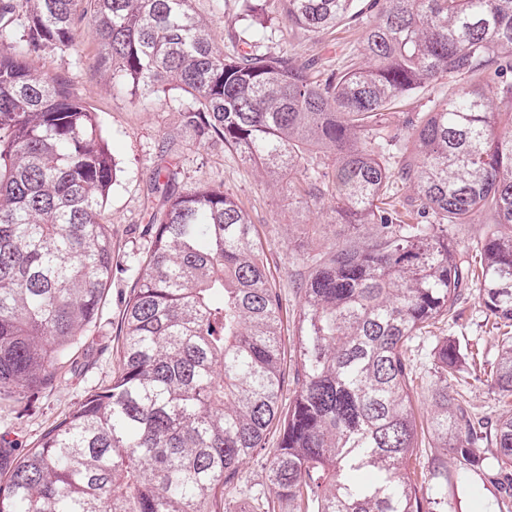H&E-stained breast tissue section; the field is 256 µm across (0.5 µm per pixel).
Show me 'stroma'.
Returning <instances> with one entry per match:
<instances>
[{"label": "stroma", "mask_w": 512, "mask_h": 512, "mask_svg": "<svg viewBox=\"0 0 512 512\" xmlns=\"http://www.w3.org/2000/svg\"><path fill=\"white\" fill-rule=\"evenodd\" d=\"M197 15L212 29L225 54L240 49L229 39L228 25L240 12V0H193ZM265 17L275 29L264 39L261 27L246 32L259 41L263 51L294 54L313 63L315 70L340 68L358 45L370 14L339 26L335 31L312 35L290 27L284 19L281 0H267ZM98 50L91 28L79 34L73 50L40 51L31 55L32 69L67 81L70 91L91 112L116 163V178L109 193L104 218L112 228L114 255L112 283L96 323L82 335L70 359L47 389L37 394L24 391L0 393V448L8 461H16L40 437L84 400L88 391L112 380L122 343L121 318L141 273L142 259L151 240L150 221L160 207L150 178L155 169L169 168L177 187L186 189L200 183L224 188L247 210L270 260L273 280L281 293L284 317V368L293 373L298 339L293 322L299 313L298 284L305 274L304 259L336 245L362 238L369 227L352 228L334 224L330 215L335 199L325 195L298 203L287 183L271 184L266 174L240 160L223 144L200 140L183 123L187 95L172 89L144 103L107 76L93 73L89 65ZM453 336L461 346L478 354L484 370L461 373L454 389L463 391L478 417L495 423L503 409L490 382L488 366L498 355V339L480 305L477 290H470L459 302L455 319L443 321L438 334H425L419 342L415 364L419 372L431 370L436 335ZM279 446L278 433L267 437L264 450L246 459L243 478L235 494L237 512H248L252 497L266 490L270 460ZM500 490L489 479L472 474L458 479L448 491L447 512H498Z\"/></svg>", "instance_id": "stroma-1"}]
</instances>
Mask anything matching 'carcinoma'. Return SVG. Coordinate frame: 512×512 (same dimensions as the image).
<instances>
[{"label":"carcinoma","instance_id":"obj_1","mask_svg":"<svg viewBox=\"0 0 512 512\" xmlns=\"http://www.w3.org/2000/svg\"><path fill=\"white\" fill-rule=\"evenodd\" d=\"M24 2L16 38L18 4L0 0V391L46 388L112 280V154L94 113L28 63L74 48L85 25L93 70L136 97L183 90L199 138L288 176L301 199L334 194L336 223L373 232L307 258L284 411L282 300L248 214L219 187L177 192L157 170L163 202L112 381L0 468V512H223L276 423L257 512H445L448 486L484 473L474 449L487 441L509 479L512 414L490 436L448 386L474 354L438 339L432 383L411 355L472 286L492 328L512 327V0H368L357 56L320 75L256 43L224 54L193 0ZM283 2L309 33L358 17L357 0ZM261 12L242 0L237 22ZM423 91L428 108L389 129L388 111ZM477 214L484 237L464 252L455 231ZM500 346L492 384L512 399V336ZM428 437L455 450L454 472L413 466Z\"/></svg>","mask_w":512,"mask_h":512}]
</instances>
